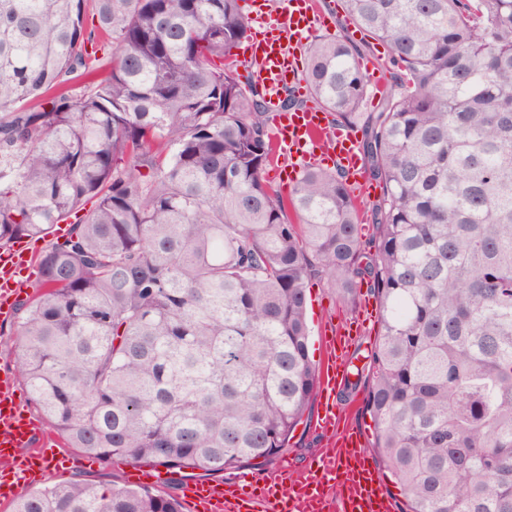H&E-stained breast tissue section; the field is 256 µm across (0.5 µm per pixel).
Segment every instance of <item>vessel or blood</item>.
Here are the masks:
<instances>
[{
    "label": "vessel or blood",
    "mask_w": 512,
    "mask_h": 512,
    "mask_svg": "<svg viewBox=\"0 0 512 512\" xmlns=\"http://www.w3.org/2000/svg\"><path fill=\"white\" fill-rule=\"evenodd\" d=\"M249 18L260 30L249 51L257 62L269 112L274 115L271 143L276 156L316 163L328 126L326 113L309 105L286 110L283 91L300 87V61L293 50L303 42L314 24L322 22L314 0H281L278 10L268 0H249ZM334 161L344 169L349 185L361 189L366 179L365 162L355 134L336 130L332 147ZM25 261L21 252H0V315L12 312L19 285L15 273ZM357 330L345 325L327 342L326 358L316 395L320 411L316 425L329 439V446L302 469L283 468L264 480H252L248 492H236L222 482L191 481L184 485V499L191 512H391L385 483L367 454L364 436L336 411L337 386L343 385L347 364L345 351ZM17 382L9 371L0 372V503L15 500L21 489L41 480L45 448L38 441L39 425L26 417L16 402Z\"/></svg>",
    "instance_id": "vessel-or-blood-1"
}]
</instances>
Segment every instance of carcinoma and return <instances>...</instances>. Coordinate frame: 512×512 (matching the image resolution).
I'll list each match as a JSON object with an SVG mask.
<instances>
[{"instance_id": "obj_1", "label": "carcinoma", "mask_w": 512, "mask_h": 512, "mask_svg": "<svg viewBox=\"0 0 512 512\" xmlns=\"http://www.w3.org/2000/svg\"><path fill=\"white\" fill-rule=\"evenodd\" d=\"M388 49L303 46L308 99L362 132L382 187L364 237L338 168L284 195L238 0H0V250L72 229L14 304L49 431L179 478L255 469L311 414L310 282L376 296L372 449L402 512H512V0H343ZM306 99V100H308ZM288 92L287 108L306 104ZM13 512H181L148 486L69 481ZM354 39L361 45V57L359 58L360 65L369 77V93L370 98L366 102V106L362 108L363 112H373V108L378 105L380 94H377L376 100L371 104L372 93L374 92L373 75L382 77L377 92L384 90L388 85L391 74L389 69L383 64L386 59L387 49L383 48L373 39L367 37L366 39H360L358 33L354 34Z\"/></svg>"}]
</instances>
